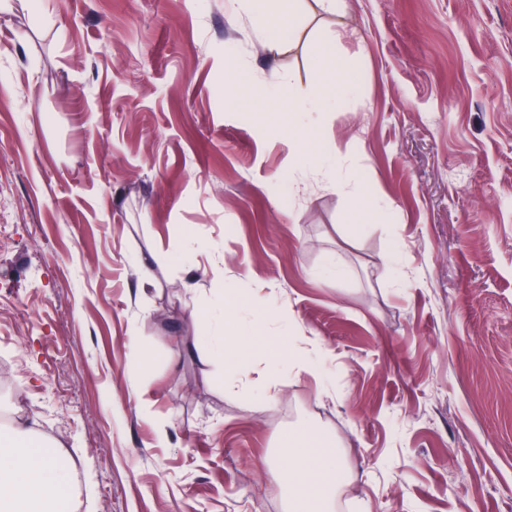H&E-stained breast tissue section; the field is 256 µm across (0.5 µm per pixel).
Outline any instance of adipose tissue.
I'll return each mask as SVG.
<instances>
[{
    "mask_svg": "<svg viewBox=\"0 0 512 512\" xmlns=\"http://www.w3.org/2000/svg\"><path fill=\"white\" fill-rule=\"evenodd\" d=\"M28 423L0 438V512H70L69 468L58 446L36 444ZM290 462L280 476L289 512H331L332 492L345 474L328 437L306 425L288 438Z\"/></svg>",
    "mask_w": 512,
    "mask_h": 512,
    "instance_id": "1",
    "label": "adipose tissue"
}]
</instances>
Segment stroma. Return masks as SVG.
Instances as JSON below:
<instances>
[{"mask_svg":"<svg viewBox=\"0 0 512 512\" xmlns=\"http://www.w3.org/2000/svg\"><path fill=\"white\" fill-rule=\"evenodd\" d=\"M343 3L0 0V410L75 512H285L305 421L334 512H512V0ZM324 42L358 91L307 116ZM233 292L311 372L201 350ZM351 210L356 219V224H353L354 229L360 228L367 215H379L381 210L370 201L358 188H354L350 195Z\"/></svg>","mask_w":512,"mask_h":512,"instance_id":"obj_1","label":"stroma"}]
</instances>
